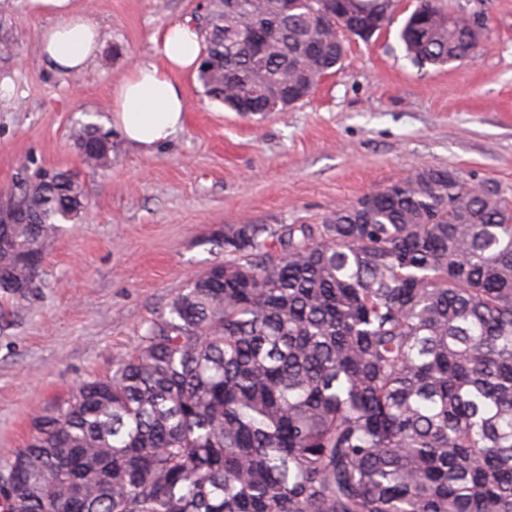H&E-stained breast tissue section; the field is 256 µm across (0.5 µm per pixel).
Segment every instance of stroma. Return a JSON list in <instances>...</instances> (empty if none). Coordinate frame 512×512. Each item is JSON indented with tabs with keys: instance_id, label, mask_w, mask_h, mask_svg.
I'll return each mask as SVG.
<instances>
[{
	"instance_id": "obj_1",
	"label": "stroma",
	"mask_w": 512,
	"mask_h": 512,
	"mask_svg": "<svg viewBox=\"0 0 512 512\" xmlns=\"http://www.w3.org/2000/svg\"><path fill=\"white\" fill-rule=\"evenodd\" d=\"M103 47L83 72L59 75L37 34L32 0H0V193L21 164L78 171L90 201L44 245L40 286L0 297V467L35 433L33 418L90 376L111 375L167 303L224 258L228 224H319L423 168H449L512 189V0H443L487 27L475 61L414 66L393 22L346 52L307 99L242 116L178 74L183 130L150 152L112 121V87L138 64H161L155 34L200 14V0H79ZM112 134L110 167L85 168L70 130Z\"/></svg>"
}]
</instances>
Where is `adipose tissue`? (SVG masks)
Wrapping results in <instances>:
<instances>
[{
  "label": "adipose tissue",
  "mask_w": 512,
  "mask_h": 512,
  "mask_svg": "<svg viewBox=\"0 0 512 512\" xmlns=\"http://www.w3.org/2000/svg\"><path fill=\"white\" fill-rule=\"evenodd\" d=\"M35 10L52 16L38 40L48 66L62 73L84 71L97 56L98 25L76 0H32ZM164 66L139 64L112 90L114 123L125 141L143 151L171 138L185 120V97L175 76L194 70L202 39L189 24L177 23L159 33Z\"/></svg>",
  "instance_id": "1"
}]
</instances>
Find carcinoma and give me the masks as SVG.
<instances>
[{
    "label": "carcinoma",
    "mask_w": 512,
    "mask_h": 512,
    "mask_svg": "<svg viewBox=\"0 0 512 512\" xmlns=\"http://www.w3.org/2000/svg\"><path fill=\"white\" fill-rule=\"evenodd\" d=\"M250 4L217 0L197 25L198 79L234 112L306 99L343 58L339 27L361 39L393 13ZM251 29L272 32L259 58ZM399 39L446 65L477 58L482 32L418 0ZM70 139L87 168L112 163L110 133ZM88 206L78 175L25 169L0 197L17 219L0 225V293L28 297L45 240ZM34 426L4 512H512V199L426 168L321 224L228 225L224 260Z\"/></svg>",
    "instance_id": "obj_1"
}]
</instances>
